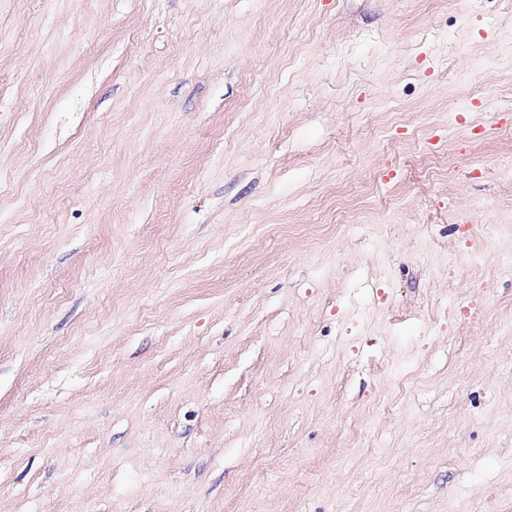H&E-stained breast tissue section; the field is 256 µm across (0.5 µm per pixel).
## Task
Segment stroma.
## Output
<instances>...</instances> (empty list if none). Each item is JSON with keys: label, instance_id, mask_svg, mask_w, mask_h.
I'll use <instances>...</instances> for the list:
<instances>
[{"label": "stroma", "instance_id": "1", "mask_svg": "<svg viewBox=\"0 0 512 512\" xmlns=\"http://www.w3.org/2000/svg\"><path fill=\"white\" fill-rule=\"evenodd\" d=\"M509 167L512 0H0V512H512Z\"/></svg>", "mask_w": 512, "mask_h": 512}]
</instances>
